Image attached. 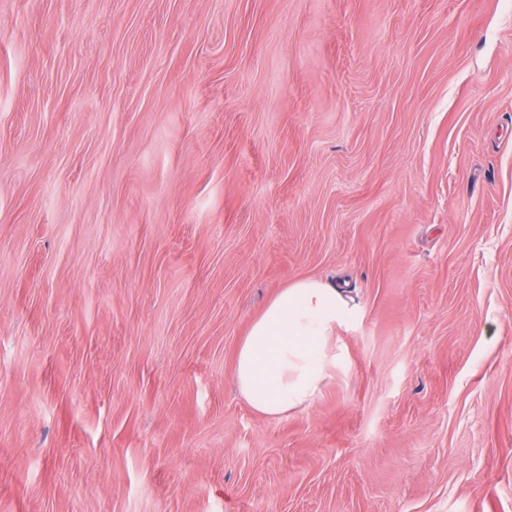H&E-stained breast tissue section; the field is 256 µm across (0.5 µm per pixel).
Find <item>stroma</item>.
Instances as JSON below:
<instances>
[{
    "instance_id": "1",
    "label": "stroma",
    "mask_w": 512,
    "mask_h": 512,
    "mask_svg": "<svg viewBox=\"0 0 512 512\" xmlns=\"http://www.w3.org/2000/svg\"><path fill=\"white\" fill-rule=\"evenodd\" d=\"M0 512H512V0H0ZM359 317L345 283L304 278L282 288L240 343L234 378L254 412L279 419L306 408L336 371V330Z\"/></svg>"
}]
</instances>
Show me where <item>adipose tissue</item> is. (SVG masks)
<instances>
[{
	"mask_svg": "<svg viewBox=\"0 0 512 512\" xmlns=\"http://www.w3.org/2000/svg\"><path fill=\"white\" fill-rule=\"evenodd\" d=\"M358 317L344 282L311 277L281 289L236 353L235 382L252 410L279 419L312 405L340 359L337 329Z\"/></svg>",
	"mask_w": 512,
	"mask_h": 512,
	"instance_id": "ef3b65f1",
	"label": "adipose tissue"
}]
</instances>
